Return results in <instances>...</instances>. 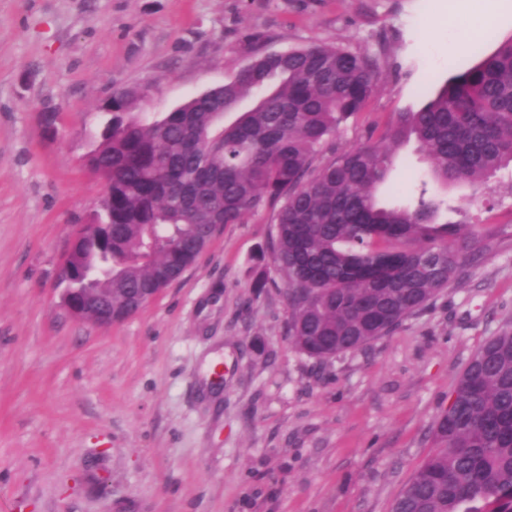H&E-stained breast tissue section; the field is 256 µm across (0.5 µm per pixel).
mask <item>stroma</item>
<instances>
[{"mask_svg": "<svg viewBox=\"0 0 512 512\" xmlns=\"http://www.w3.org/2000/svg\"><path fill=\"white\" fill-rule=\"evenodd\" d=\"M493 2L474 52L459 37L484 0H0V512H390L463 369L512 326V180L449 188L500 235L427 310L324 363L285 334L272 212L107 329L69 313L60 266L98 210L84 161L113 92L172 111L248 64L251 33L369 55L380 88L321 164L511 39L512 0Z\"/></svg>", "mask_w": 512, "mask_h": 512, "instance_id": "stroma-1", "label": "stroma"}]
</instances>
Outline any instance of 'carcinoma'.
Listing matches in <instances>:
<instances>
[{"mask_svg": "<svg viewBox=\"0 0 512 512\" xmlns=\"http://www.w3.org/2000/svg\"><path fill=\"white\" fill-rule=\"evenodd\" d=\"M252 37L248 66L151 121L141 95L115 92L93 135L90 171L112 196L74 269L112 260L98 287L133 306V288L157 293L178 279L226 224L275 211L269 260L285 284L286 336L319 361L364 348L449 288L462 258L483 251L495 224L438 222L455 210L428 181L405 205L379 201L394 155L413 141L431 181L489 180L512 165V39L395 114L375 141L313 168L340 126L379 86L368 56L331 44L281 52ZM435 420L436 451L391 512H512V329L490 338Z\"/></svg>", "mask_w": 512, "mask_h": 512, "instance_id": "cac0c4a2", "label": "carcinoma"}]
</instances>
